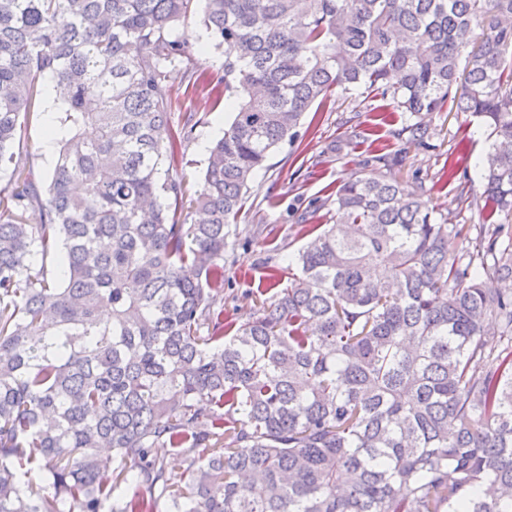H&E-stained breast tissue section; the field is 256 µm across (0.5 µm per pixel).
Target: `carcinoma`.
Here are the masks:
<instances>
[{
    "mask_svg": "<svg viewBox=\"0 0 512 512\" xmlns=\"http://www.w3.org/2000/svg\"><path fill=\"white\" fill-rule=\"evenodd\" d=\"M193 2L0 0V512H512L511 226L353 174L277 299L224 322V229L337 88L481 118L483 209L512 213V0H203L235 102L187 224L171 75L218 91L172 36ZM46 80L38 181L14 144ZM155 453L161 459L163 458L167 463V477L169 479V483L183 486L187 480V473L185 471L186 466L183 465V463L179 466L177 462H173L174 459L180 460L176 450L173 448H156Z\"/></svg>",
    "mask_w": 512,
    "mask_h": 512,
    "instance_id": "obj_1",
    "label": "carcinoma"
}]
</instances>
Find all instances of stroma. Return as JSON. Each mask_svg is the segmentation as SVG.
<instances>
[{
	"instance_id": "obj_1",
	"label": "stroma",
	"mask_w": 512,
	"mask_h": 512,
	"mask_svg": "<svg viewBox=\"0 0 512 512\" xmlns=\"http://www.w3.org/2000/svg\"><path fill=\"white\" fill-rule=\"evenodd\" d=\"M194 9L173 36L203 60L213 76L224 73V51L217 48ZM172 124L194 116L197 127L181 148L170 172L190 190H199L209 148L230 122V99L205 103L180 76L171 80ZM58 114L52 100L26 120L16 148L27 155L39 178H46L52 162L43 152ZM423 123L428 136L412 142L407 128ZM488 133L481 119L449 107L440 112L412 115L398 111L388 97L365 87L334 90L318 110L308 112L294 145H281L269 157L267 169L257 173L235 224L227 228L224 251V319L242 323L258 303L275 300L278 289L270 271L282 255H294L311 237L316 224L336 219L327 198L350 174H376L408 185H423L425 199L436 218L468 229L483 223L473 206L483 188L477 165L487 148Z\"/></svg>"
}]
</instances>
